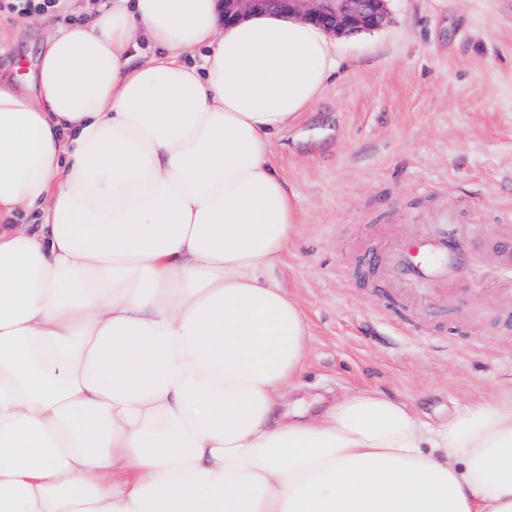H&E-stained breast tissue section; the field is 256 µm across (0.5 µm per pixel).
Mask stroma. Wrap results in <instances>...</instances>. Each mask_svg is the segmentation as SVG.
I'll return each mask as SVG.
<instances>
[{
	"instance_id": "obj_1",
	"label": "stroma",
	"mask_w": 512,
	"mask_h": 512,
	"mask_svg": "<svg viewBox=\"0 0 512 512\" xmlns=\"http://www.w3.org/2000/svg\"><path fill=\"white\" fill-rule=\"evenodd\" d=\"M0 9V76H31L47 36L79 22ZM381 28L341 38L321 99L273 147L302 213L274 272L310 327L287 411L373 388L434 428L512 397V280L492 273L512 210V0H391ZM446 211L486 271L452 296L385 283L366 255Z\"/></svg>"
}]
</instances>
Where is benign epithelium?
<instances>
[{"label":"benign epithelium","mask_w":512,"mask_h":512,"mask_svg":"<svg viewBox=\"0 0 512 512\" xmlns=\"http://www.w3.org/2000/svg\"><path fill=\"white\" fill-rule=\"evenodd\" d=\"M224 21L236 22L262 12L294 16L344 36L381 27L390 0H219Z\"/></svg>","instance_id":"7a95c632"}]
</instances>
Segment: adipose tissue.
<instances>
[{"instance_id": "ef3b65f1", "label": "adipose tissue", "mask_w": 512, "mask_h": 512, "mask_svg": "<svg viewBox=\"0 0 512 512\" xmlns=\"http://www.w3.org/2000/svg\"><path fill=\"white\" fill-rule=\"evenodd\" d=\"M337 69L300 19L104 0L0 81V512H512V399L278 411L311 333L271 146Z\"/></svg>"}]
</instances>
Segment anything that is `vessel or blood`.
<instances>
[{
    "instance_id": "obj_1",
    "label": "vessel or blood",
    "mask_w": 512,
    "mask_h": 512,
    "mask_svg": "<svg viewBox=\"0 0 512 512\" xmlns=\"http://www.w3.org/2000/svg\"><path fill=\"white\" fill-rule=\"evenodd\" d=\"M381 261L400 282L452 285L473 276L481 258L466 243V233L452 217H444L425 233L389 243Z\"/></svg>"
}]
</instances>
